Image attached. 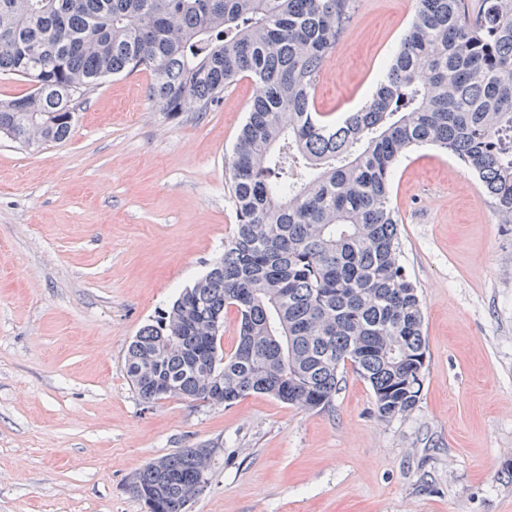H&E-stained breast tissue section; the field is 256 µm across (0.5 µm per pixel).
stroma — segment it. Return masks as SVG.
<instances>
[{"instance_id": "obj_1", "label": "stroma", "mask_w": 512, "mask_h": 512, "mask_svg": "<svg viewBox=\"0 0 512 512\" xmlns=\"http://www.w3.org/2000/svg\"><path fill=\"white\" fill-rule=\"evenodd\" d=\"M415 8L357 0L319 111L365 101ZM151 81L106 80L64 143L0 137V512H147L135 474L182 448L213 451L188 512H512V224L432 147L392 183L428 345L408 415L381 421L349 368L325 410L141 400L127 346L223 255L225 161L257 91L170 115Z\"/></svg>"}]
</instances>
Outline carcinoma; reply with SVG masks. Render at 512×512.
Returning a JSON list of instances; mask_svg holds the SVG:
<instances>
[{
  "mask_svg": "<svg viewBox=\"0 0 512 512\" xmlns=\"http://www.w3.org/2000/svg\"><path fill=\"white\" fill-rule=\"evenodd\" d=\"M354 10L355 0H0V74L31 85L0 100V135L24 147L66 140L112 76L150 71L149 96L169 114L205 112L244 77L259 88L225 162L237 224L224 254L127 348L144 402L168 387L325 409L349 365L380 419L418 403L424 317L391 178L412 148L435 146L512 224V0H417L366 102L319 112L323 62ZM229 308L240 328L226 353ZM210 457L181 448L141 469L133 491L151 512H185Z\"/></svg>",
  "mask_w": 512,
  "mask_h": 512,
  "instance_id": "cac0c4a2",
  "label": "carcinoma"
}]
</instances>
